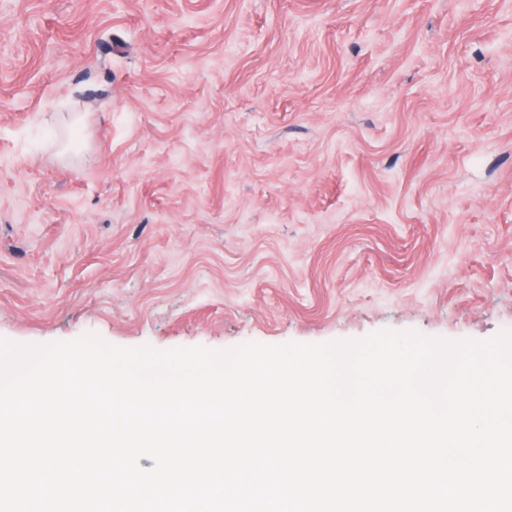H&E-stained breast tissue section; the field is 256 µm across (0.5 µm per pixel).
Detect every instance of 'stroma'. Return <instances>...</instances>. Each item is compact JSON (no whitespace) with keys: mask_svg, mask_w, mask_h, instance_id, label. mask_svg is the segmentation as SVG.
<instances>
[{"mask_svg":"<svg viewBox=\"0 0 512 512\" xmlns=\"http://www.w3.org/2000/svg\"><path fill=\"white\" fill-rule=\"evenodd\" d=\"M382 330L512 332V0H0V338Z\"/></svg>","mask_w":512,"mask_h":512,"instance_id":"stroma-1","label":"stroma"}]
</instances>
